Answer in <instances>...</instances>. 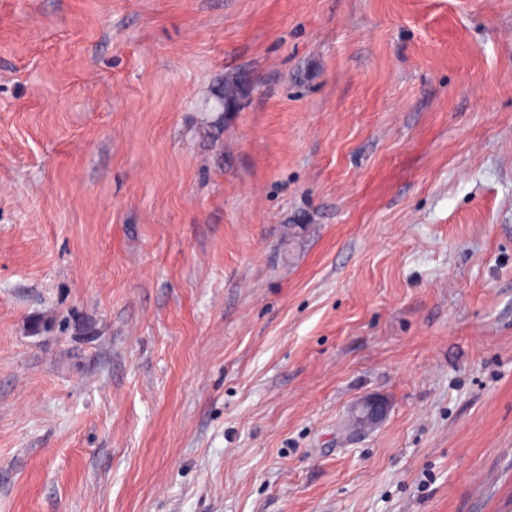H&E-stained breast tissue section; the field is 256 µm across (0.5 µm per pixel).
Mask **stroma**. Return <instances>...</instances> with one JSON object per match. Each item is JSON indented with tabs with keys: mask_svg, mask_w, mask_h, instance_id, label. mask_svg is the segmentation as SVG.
I'll return each instance as SVG.
<instances>
[{
	"mask_svg": "<svg viewBox=\"0 0 512 512\" xmlns=\"http://www.w3.org/2000/svg\"><path fill=\"white\" fill-rule=\"evenodd\" d=\"M0 512H512V0H0Z\"/></svg>",
	"mask_w": 512,
	"mask_h": 512,
	"instance_id": "stroma-1",
	"label": "stroma"
}]
</instances>
